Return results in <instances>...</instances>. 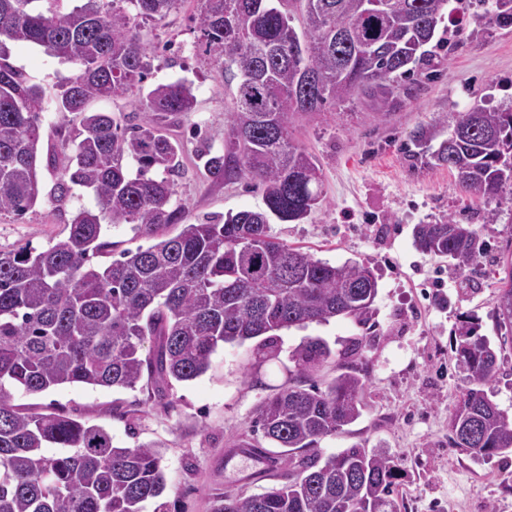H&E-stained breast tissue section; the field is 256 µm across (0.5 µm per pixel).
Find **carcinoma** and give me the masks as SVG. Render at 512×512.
<instances>
[{
    "mask_svg": "<svg viewBox=\"0 0 512 512\" xmlns=\"http://www.w3.org/2000/svg\"><path fill=\"white\" fill-rule=\"evenodd\" d=\"M180 2L85 0L67 11L63 0H0V37L80 65L55 100L56 111L80 116L61 165L55 151L41 153L42 91L0 56V213L19 220L40 202L43 159L56 172L51 200H64L74 186L97 200L46 249L0 250V512H146L149 503L168 512L160 445L116 446L101 425L12 404L11 390H133L145 379L162 400L173 383L205 373L221 343L261 336L256 354L275 360L271 333L339 316L362 321L377 296L369 268L331 265L269 233L271 219L302 220L324 200L320 167L294 142L289 123L355 93L396 101L411 75L437 66L447 0H389L388 11L384 0H197L200 47L238 79L224 154L203 153L204 168L216 180L256 182L265 205L200 224L182 223L185 208L174 205L179 145L153 119L194 111L192 85L153 86L137 123L87 111L95 99L143 90L154 50L140 29ZM488 16L512 27V0H493ZM433 157L461 190L499 198L512 186V107L459 114ZM112 224H135L147 236L169 225L180 230L95 264L109 253L104 235ZM414 240L459 269L482 251L470 225L452 217L417 225ZM496 265L505 277L494 313L512 333V260ZM455 353L469 386L449 418L453 445L482 458L512 453V417L485 390L499 370L497 351L470 326ZM331 357L322 340L304 341L291 355L288 386L256 408L254 433L280 448L269 461L284 483L226 496L214 512H397L399 469L385 451L346 448L325 459L318 452L362 409L357 372H341L323 388L313 381Z\"/></svg>",
    "mask_w": 512,
    "mask_h": 512,
    "instance_id": "obj_1",
    "label": "carcinoma"
}]
</instances>
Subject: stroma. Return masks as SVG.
Here are the masks:
<instances>
[{"instance_id": "obj_1", "label": "stroma", "mask_w": 512, "mask_h": 512, "mask_svg": "<svg viewBox=\"0 0 512 512\" xmlns=\"http://www.w3.org/2000/svg\"><path fill=\"white\" fill-rule=\"evenodd\" d=\"M195 0L153 25L157 54L150 83H192L194 111L161 119L163 132L183 143L175 178L177 202L194 224L263 205L258 188L240 178L214 180L197 159L199 141L220 154L230 133L234 80L224 65L205 55L195 29ZM442 23L448 38L437 72L415 75L400 98L383 111L353 96L303 119H293L295 141L322 171L324 202L297 222L272 220L280 241L333 265L368 267L378 294L367 321L343 317L277 331L280 355L255 362V341L219 345L209 369L174 383L163 404L147 390L64 385L39 395L16 390L13 404L41 413L64 412L111 431L121 447L163 446L169 512H212L224 495H251L277 485L272 472L255 470L244 455L226 459L250 433L257 405L288 383L293 350L305 339L325 341L333 357L317 373L327 382L338 367L365 383L356 422L323 439L327 457L346 448H380L401 470L406 512H512V453L476 458L449 440V417L467 386L453 344L465 322L501 345L491 398L512 414V343L502 340L494 314V260L512 253V190L489 202L460 191L447 167L433 157L435 144L417 148L410 134L481 106H512V27L487 24L481 7L448 0ZM9 62L53 101L60 84L80 71L43 48L4 40ZM77 187L64 202L44 200L23 219L0 216V250L23 244L42 249L65 236L75 212L95 207ZM494 223H486L487 212ZM472 225L485 246L483 258L456 271L447 257L417 250L418 224L447 218ZM127 418L113 416V409Z\"/></svg>"}]
</instances>
